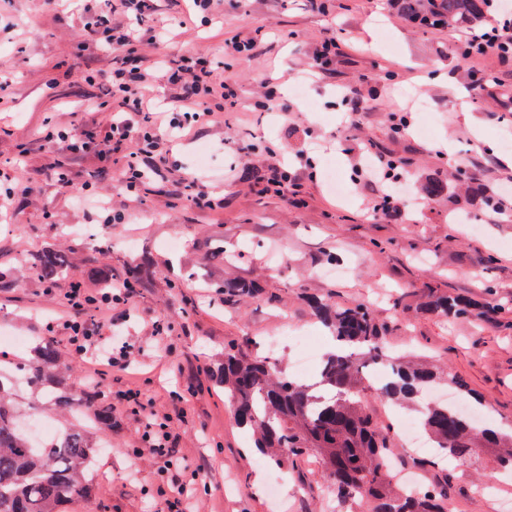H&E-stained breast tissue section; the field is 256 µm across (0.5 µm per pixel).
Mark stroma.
I'll use <instances>...</instances> for the list:
<instances>
[{
  "label": "stroma",
  "instance_id": "stroma-1",
  "mask_svg": "<svg viewBox=\"0 0 512 512\" xmlns=\"http://www.w3.org/2000/svg\"><path fill=\"white\" fill-rule=\"evenodd\" d=\"M107 3L70 0L61 10L49 0H0V175L16 188L0 223V277L11 282L0 288V324L24 339L5 355L29 358L32 344L51 339L73 369L75 388L86 390L58 304L71 283L97 289L90 265L120 276L147 252L153 273L136 316L96 333L108 342L134 336L138 370L153 376L149 393L161 410L170 409L172 392L207 384L225 344L263 354L272 338L304 330L327 350L331 338L307 299L329 296L368 305L389 328V354L455 374L486 398L488 422L512 427V210L487 220L490 199L512 184L500 147L512 135V62L463 59L459 42L469 29L408 25L392 0H214L208 17L185 25L187 0H155L149 24L165 27L167 41L143 34V63L186 51L211 59L217 77L235 89L236 107L172 143L159 175L137 195L121 188L119 153L105 164L92 155L67 160L71 185L64 188L49 176L63 157L45 134L52 126L103 125L94 106L105 90L87 75L119 65L123 54L95 49L81 9L103 11ZM111 12L113 24H126L121 9ZM329 36L337 44L329 72L310 73L316 47ZM239 40L254 42L253 55L225 54V44ZM483 76L486 86L472 90ZM299 82L306 97L291 92ZM348 87L362 102L355 114L341 102ZM270 91L288 105L289 122L256 109ZM402 116L408 125L395 130ZM371 148L406 159L400 173L422 202L411 220L375 213L380 188L360 172ZM459 158L470 165L463 186L455 178ZM270 164L296 167L297 203L261 193L257 171ZM332 169L349 186L348 199L333 191ZM194 178L223 193V206L195 205L187 189ZM428 181L444 191L425 200L420 187ZM87 184L123 213L122 223L100 226L95 208L79 203ZM47 246L70 263L68 279L51 287L25 272ZM228 276L255 281L258 294L228 308L197 286ZM433 288L499 311L488 321L444 319L424 309ZM396 294L401 304L393 303ZM157 321L171 335H153ZM113 419L112 445L92 469L94 493L74 512H149L155 504L154 459L142 460L133 476L126 457L141 425L119 409ZM190 419L180 445L213 473L202 512H337L317 456L300 460L273 497L265 477L277 466L252 452L223 397L205 393ZM424 458L407 455L403 464L420 470L427 485L447 477L450 512H502L512 502V478L498 474L492 452L467 473L424 465ZM488 478L491 492L475 494L474 483Z\"/></svg>",
  "mask_w": 512,
  "mask_h": 512
}]
</instances>
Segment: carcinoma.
<instances>
[{"label": "carcinoma", "mask_w": 512, "mask_h": 512, "mask_svg": "<svg viewBox=\"0 0 512 512\" xmlns=\"http://www.w3.org/2000/svg\"><path fill=\"white\" fill-rule=\"evenodd\" d=\"M405 21L432 30L467 27L480 21L485 0H393ZM67 271L65 256L47 247L35 257L29 272L47 283ZM224 304H234L258 292V285L239 277L211 282ZM313 315L340 345L324 355L315 383L287 376L264 356L224 346V361L212 375L213 384L235 410L238 424L251 431L253 448L279 465H294L315 452L322 475L336 489L339 510L357 501L366 512H448V479L414 495L393 490L389 468L396 448L388 428L364 402L369 385L366 365L391 361V375L379 388L387 401L401 403L419 396L438 376L389 359L383 348L386 327L375 321L365 304L344 305L314 299ZM427 308L446 316H477L490 320L493 306L474 312L472 304L430 290ZM24 372L29 387L66 415L74 408L92 417L96 430L66 428L50 443H39L21 428L14 405L15 374ZM70 370L50 339L38 343L31 357L0 367V512H69L70 504L91 495L90 466L101 442L112 432V407L98 404L96 391L69 396ZM422 425L434 447L457 466L470 464L486 448H502L500 461L512 467V434L475 428L456 408L430 402L421 411Z\"/></svg>", "instance_id": "obj_1"}]
</instances>
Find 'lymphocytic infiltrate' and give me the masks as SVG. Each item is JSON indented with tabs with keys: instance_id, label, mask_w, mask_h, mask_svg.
Wrapping results in <instances>:
<instances>
[{
	"instance_id": "obj_1",
	"label": "lymphocytic infiltrate",
	"mask_w": 512,
	"mask_h": 512,
	"mask_svg": "<svg viewBox=\"0 0 512 512\" xmlns=\"http://www.w3.org/2000/svg\"><path fill=\"white\" fill-rule=\"evenodd\" d=\"M129 24L118 28L108 15H99L90 27V34L102 52L121 50L139 42V26L149 21L153 0H119ZM461 53L467 58L512 55V20L503 19L491 27L465 38L460 43ZM157 65L169 85L176 89L168 107L157 111L146 94L151 73L141 60L126 58L124 65L101 74L100 80L114 109L105 117V140L97 142L95 132L81 128L60 129L50 134L61 151L72 156L97 153L99 158L127 151L128 159L122 171L127 191H136L138 185L156 173V157L162 156L166 145L174 139L196 132L208 124L215 113L223 111L225 101L232 99L224 83L216 81L209 61L191 53L161 56ZM364 173L369 182L382 186L376 209L385 215L403 214L404 199L397 186L402 177L394 160L380 153H372ZM137 288L134 280L116 278L111 290L89 291L71 288L62 305L64 324L70 332V343L81 360L91 368L89 385L97 390L99 398L118 399L124 411L139 416L144 427L141 445L128 449V456L141 461L152 455L159 462V482L154 497L164 504L167 512H200L203 468L189 469L179 448L175 423H188V411L201 394V389L187 388L174 393L171 411L156 409L143 387H135L113 396L105 384L109 372H125L134 368L136 357L131 340H124L102 353L99 337L93 336L86 320V312H94L98 319L130 320L136 312Z\"/></svg>"
}]
</instances>
